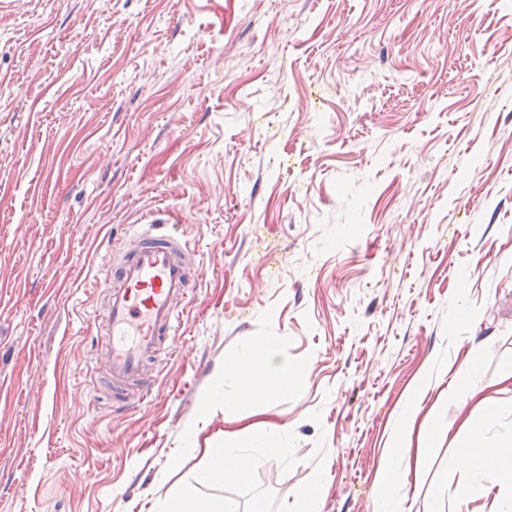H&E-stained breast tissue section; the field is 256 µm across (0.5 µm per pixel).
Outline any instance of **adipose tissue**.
<instances>
[{"label":"adipose tissue","instance_id":"1","mask_svg":"<svg viewBox=\"0 0 512 512\" xmlns=\"http://www.w3.org/2000/svg\"><path fill=\"white\" fill-rule=\"evenodd\" d=\"M256 350L252 358L230 356L224 360V374L239 381L233 407L252 408L260 403L268 405L297 387L296 368L278 345L263 340L257 343ZM439 430V425L431 416H424L416 430L399 432L392 444V452L400 459H413L415 470H422ZM204 454L212 478L219 482L245 481L253 468L250 458L226 448L208 447ZM455 463L461 467L481 466L487 479L512 490V439L491 448L480 432L471 431L468 440L457 452Z\"/></svg>","mask_w":512,"mask_h":512}]
</instances>
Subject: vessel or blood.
Wrapping results in <instances>:
<instances>
[{
	"mask_svg": "<svg viewBox=\"0 0 512 512\" xmlns=\"http://www.w3.org/2000/svg\"><path fill=\"white\" fill-rule=\"evenodd\" d=\"M194 257L177 229L149 223L117 263L107 264L106 336L100 359L110 376L112 400H146L142 378L175 331L192 288Z\"/></svg>",
	"mask_w": 512,
	"mask_h": 512,
	"instance_id": "b4317fda",
	"label": "vessel or blood"
}]
</instances>
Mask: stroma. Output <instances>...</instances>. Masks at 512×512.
<instances>
[{"instance_id":"1","label":"stroma","mask_w":512,"mask_h":512,"mask_svg":"<svg viewBox=\"0 0 512 512\" xmlns=\"http://www.w3.org/2000/svg\"><path fill=\"white\" fill-rule=\"evenodd\" d=\"M166 215L194 291L154 396L89 375L106 259ZM299 387L224 421V360ZM512 0H11L0 9V512H512L451 460L456 374L512 402ZM449 432L390 494L414 411ZM280 447L274 458L260 444ZM257 455L206 475L209 446ZM473 493L458 502L455 489ZM204 454L208 459L209 472L212 478L219 482L228 480L243 482L253 468L250 458L233 453L228 448L207 447ZM223 461L224 470L217 467V462ZM321 495V485L317 480L298 488L294 494V509L297 512H311L312 505ZM179 507L165 512H238L233 500L223 498L202 504L187 490H182L174 495Z\"/></svg>"}]
</instances>
